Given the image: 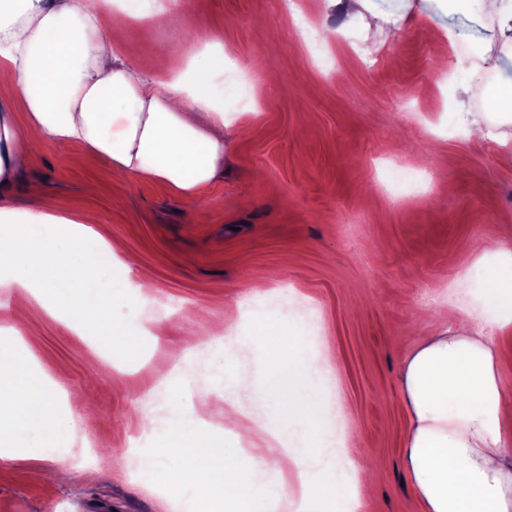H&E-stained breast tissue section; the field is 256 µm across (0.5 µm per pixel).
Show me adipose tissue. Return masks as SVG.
<instances>
[{
  "label": "adipose tissue",
  "instance_id": "1",
  "mask_svg": "<svg viewBox=\"0 0 512 512\" xmlns=\"http://www.w3.org/2000/svg\"><path fill=\"white\" fill-rule=\"evenodd\" d=\"M437 2L488 20L491 35L467 66L491 73L485 109L511 122L512 0ZM327 3L367 33L399 34L415 10L412 0L393 10L375 0ZM124 27L103 28L98 13L75 0H0V74L15 95L11 108L0 109V269L14 272L8 287L31 291L75 329L111 326V290L80 285L114 250L108 242L93 249L102 241L91 228L94 216L62 212L45 182L30 184L26 208L4 197L41 145L79 146L123 178L162 183L194 203L224 169V115L211 107L216 61H199L187 82L145 77L146 63L118 60ZM62 243L82 264L66 261ZM482 266L481 305L426 337L402 363L404 465L421 512H512V388L500 371L501 343L512 334V250L474 243L466 267ZM29 359L24 342L0 347L1 459L44 458L72 445V425L28 373ZM322 372L298 345L274 344L265 350L264 373L276 411L257 422L238 402H224L240 437L284 445L282 463L295 470L297 490L281 479L259 482L222 437L195 428L176 397L180 419L162 432L179 457L168 473L170 496L191 494L193 512H350L351 496L333 480L335 456L314 447L332 402L318 390H298Z\"/></svg>",
  "mask_w": 512,
  "mask_h": 512
}]
</instances>
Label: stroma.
Here are the masks:
<instances>
[{
	"mask_svg": "<svg viewBox=\"0 0 512 512\" xmlns=\"http://www.w3.org/2000/svg\"><path fill=\"white\" fill-rule=\"evenodd\" d=\"M300 7L313 21L302 34L276 0H178L153 24L127 26V51L158 76L181 75L209 41L224 51L213 101L224 109V172L205 222L166 185L118 178L74 145L45 144L10 189L20 202L43 180L62 209L98 215L96 232L121 254L86 285L116 294L114 323L128 317L126 284L148 286L127 345L46 311L21 329L29 369L57 389L75 442L51 458L0 459V512H189L162 474L140 473L145 457L177 461L163 441L140 442L141 426H165L182 394L196 423L233 438L211 411L229 385L263 420L272 401L258 380V334L298 337L305 354L330 361L331 398L354 410L350 461L375 477L365 512H420L402 484L401 365L476 305L477 281L461 278L470 242L495 224L498 244L512 245V167L501 160L512 123L487 119L458 64L470 47L440 36L441 14L396 37L376 32L380 48L365 55L337 39L341 19L322 0ZM243 71L264 80L244 91ZM475 120L489 137L469 136ZM401 171L432 179L433 194L393 191ZM128 253L136 267H124ZM217 321L245 338L236 357L218 358L210 343Z\"/></svg>",
	"mask_w": 512,
	"mask_h": 512,
	"instance_id": "obj_1",
	"label": "stroma"
}]
</instances>
